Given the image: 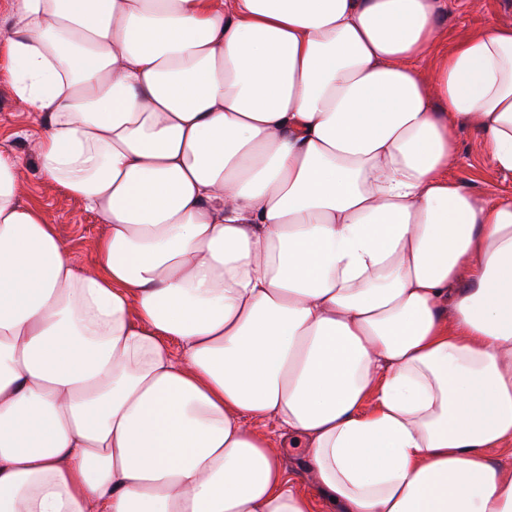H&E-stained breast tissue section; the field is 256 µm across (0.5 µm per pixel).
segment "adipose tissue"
Returning a JSON list of instances; mask_svg holds the SVG:
<instances>
[{
  "label": "adipose tissue",
  "instance_id": "adipose-tissue-1",
  "mask_svg": "<svg viewBox=\"0 0 512 512\" xmlns=\"http://www.w3.org/2000/svg\"><path fill=\"white\" fill-rule=\"evenodd\" d=\"M446 8L11 0L107 229L78 268L0 149V512H512V197L448 174L463 126L512 173V27Z\"/></svg>",
  "mask_w": 512,
  "mask_h": 512
}]
</instances>
